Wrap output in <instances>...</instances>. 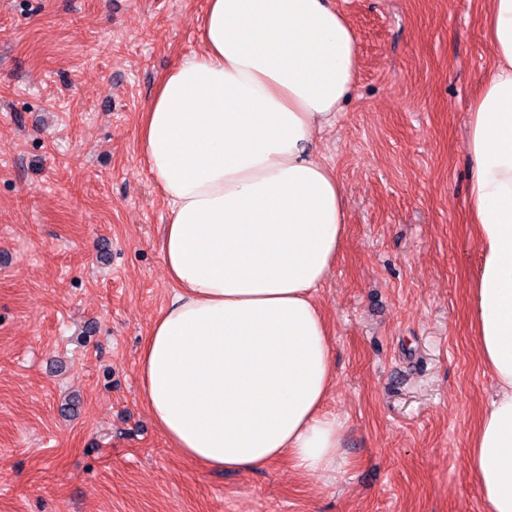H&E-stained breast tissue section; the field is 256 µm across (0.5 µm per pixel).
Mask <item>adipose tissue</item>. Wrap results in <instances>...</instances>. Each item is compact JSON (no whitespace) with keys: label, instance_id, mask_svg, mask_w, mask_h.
Returning a JSON list of instances; mask_svg holds the SVG:
<instances>
[{"label":"adipose tissue","instance_id":"obj_1","mask_svg":"<svg viewBox=\"0 0 512 512\" xmlns=\"http://www.w3.org/2000/svg\"><path fill=\"white\" fill-rule=\"evenodd\" d=\"M496 57L468 119L475 343L493 396L467 466L486 512H512V0L485 17ZM199 47L173 63L142 114L163 196L174 288L139 356L158 429L203 470L281 459L326 472L343 424L316 292L342 247L345 196L313 148L358 68L356 37L327 0H207Z\"/></svg>","mask_w":512,"mask_h":512}]
</instances>
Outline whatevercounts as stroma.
Returning <instances> with one entry per match:
<instances>
[{
    "mask_svg": "<svg viewBox=\"0 0 512 512\" xmlns=\"http://www.w3.org/2000/svg\"><path fill=\"white\" fill-rule=\"evenodd\" d=\"M205 2L0 0V512H484L464 143L489 0H328L359 69L318 145L347 220L317 291L342 458L317 473L202 471L142 394L172 285L138 128Z\"/></svg>",
    "mask_w": 512,
    "mask_h": 512,
    "instance_id": "stroma-1",
    "label": "stroma"
}]
</instances>
